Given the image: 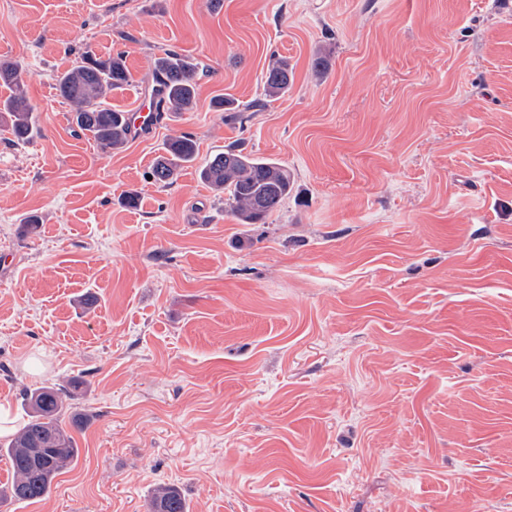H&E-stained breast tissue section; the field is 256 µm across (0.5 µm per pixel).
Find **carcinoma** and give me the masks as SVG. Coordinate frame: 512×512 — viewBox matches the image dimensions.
I'll return each instance as SVG.
<instances>
[{
    "mask_svg": "<svg viewBox=\"0 0 512 512\" xmlns=\"http://www.w3.org/2000/svg\"><path fill=\"white\" fill-rule=\"evenodd\" d=\"M199 63L177 51L166 50L153 62L156 111L172 116L194 109ZM133 80L123 55L107 58L88 52L81 61L57 76L56 89L70 107V120L90 136L101 150L119 151L131 136L128 113L108 107L112 92ZM293 73L285 57H274L263 74L264 96H285ZM0 82L12 87L10 97L0 101V112L11 119L15 142H28L35 134L32 108L23 91V70L16 62L0 59ZM197 158L194 138L188 134L169 138L151 167L157 183L170 184L179 171ZM201 179L217 195H227L232 216L241 224H263L277 211L292 189L288 168L281 162L257 157L236 148L211 155L199 168ZM69 390L64 385L42 386L24 393L28 422L7 444L0 447L11 467V481L0 490L5 501L32 502L48 495L54 479L71 467L78 456L73 437L63 427L61 413ZM147 512H188L181 490L159 485L147 504Z\"/></svg>",
    "mask_w": 512,
    "mask_h": 512,
    "instance_id": "1",
    "label": "carcinoma"
}]
</instances>
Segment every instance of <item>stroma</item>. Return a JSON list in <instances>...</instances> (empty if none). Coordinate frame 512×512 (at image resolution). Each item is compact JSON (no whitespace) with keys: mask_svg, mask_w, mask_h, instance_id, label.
<instances>
[{"mask_svg":"<svg viewBox=\"0 0 512 512\" xmlns=\"http://www.w3.org/2000/svg\"><path fill=\"white\" fill-rule=\"evenodd\" d=\"M166 50L201 64L192 111L112 153L77 131L59 73L124 53L127 112ZM4 57L37 133L0 117V404L75 383L79 457L0 512L163 483L189 512H512V0H0ZM182 133L195 165L149 180ZM233 144L292 174L267 223L198 177ZM293 73L285 57H274L263 74L264 96L275 100L285 96L292 85Z\"/></svg>","mask_w":512,"mask_h":512,"instance_id":"stroma-1","label":"stroma"}]
</instances>
